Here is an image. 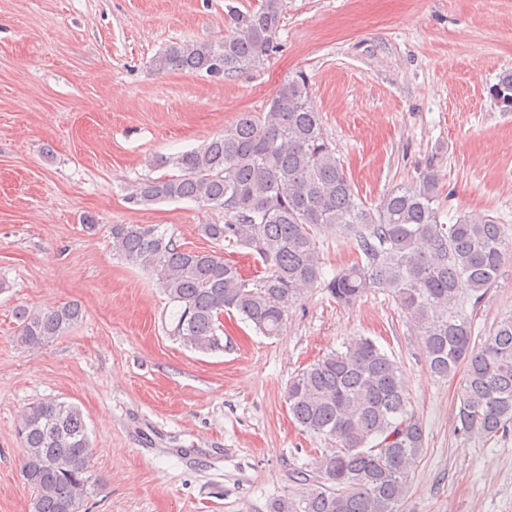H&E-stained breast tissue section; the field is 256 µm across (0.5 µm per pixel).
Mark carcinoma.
<instances>
[{
  "instance_id": "cac0c4a2",
  "label": "carcinoma",
  "mask_w": 512,
  "mask_h": 512,
  "mask_svg": "<svg viewBox=\"0 0 512 512\" xmlns=\"http://www.w3.org/2000/svg\"><path fill=\"white\" fill-rule=\"evenodd\" d=\"M284 9V0H262L247 12L229 5L232 31L224 40L174 45L155 58V67L215 78L257 67L279 47ZM489 95L500 111L512 112V71L499 75ZM159 164L182 174L138 183L132 203L190 200L222 209L224 223L202 224L200 234L246 249L263 265L261 276L247 278L224 254L185 249L154 224L111 226L112 251L151 270L174 304L173 334L185 345L221 349V316L233 311L256 332L278 336L289 306L318 285L343 307L379 289L415 324L433 375L448 378L464 368L457 430L484 441L512 433V314L483 331L467 311L496 283L505 225L465 215L441 222L432 173L365 206L323 132L301 71L281 83L268 111L245 112L202 147ZM327 225L342 229L357 252L329 280L315 234ZM83 316L74 302L22 310L17 341L43 346ZM285 398L294 422L333 447L323 451L316 475L298 472L306 494L278 501L273 512H399L425 435L409 410L398 362L360 338L299 372ZM19 435L23 476L35 492L32 512H81L94 484L80 409L56 398L35 402L20 417Z\"/></svg>"
}]
</instances>
